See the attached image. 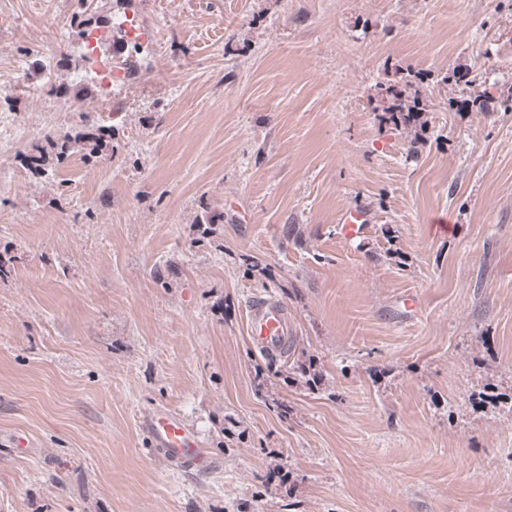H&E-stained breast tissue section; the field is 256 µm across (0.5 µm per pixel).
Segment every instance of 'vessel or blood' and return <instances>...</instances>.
I'll use <instances>...</instances> for the list:
<instances>
[{"mask_svg":"<svg viewBox=\"0 0 512 512\" xmlns=\"http://www.w3.org/2000/svg\"><path fill=\"white\" fill-rule=\"evenodd\" d=\"M248 334L258 350L283 353L288 345V315L272 295L254 297L248 310ZM150 446L163 449L167 457L200 463L195 435L173 413L156 410L142 422Z\"/></svg>","mask_w":512,"mask_h":512,"instance_id":"b4317fda","label":"vessel or blood"}]
</instances>
